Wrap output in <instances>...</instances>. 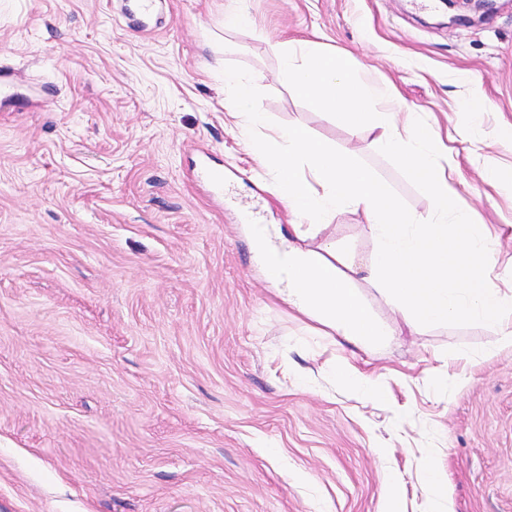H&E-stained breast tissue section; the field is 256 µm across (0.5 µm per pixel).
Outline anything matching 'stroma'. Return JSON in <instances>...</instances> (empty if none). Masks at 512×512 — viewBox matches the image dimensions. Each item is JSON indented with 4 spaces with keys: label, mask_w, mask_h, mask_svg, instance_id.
I'll list each match as a JSON object with an SVG mask.
<instances>
[{
    "label": "stroma",
    "mask_w": 512,
    "mask_h": 512,
    "mask_svg": "<svg viewBox=\"0 0 512 512\" xmlns=\"http://www.w3.org/2000/svg\"><path fill=\"white\" fill-rule=\"evenodd\" d=\"M159 4L145 34L114 0H0V512H429L432 456L453 512H512V347L479 322L319 336L258 266L250 224L291 217L229 114L224 72L276 127L355 151L402 207L430 199L394 157L280 76L277 42L350 53L445 132L443 168L512 257V0L449 26L420 0ZM469 71L486 103L473 124ZM224 171L216 197L201 160ZM497 186L482 179L486 165ZM357 258L361 212L322 226ZM372 376L373 402L340 381Z\"/></svg>",
    "instance_id": "1"
}]
</instances>
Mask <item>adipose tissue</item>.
Masks as SVG:
<instances>
[{"label":"adipose tissue","instance_id":"adipose-tissue-1","mask_svg":"<svg viewBox=\"0 0 512 512\" xmlns=\"http://www.w3.org/2000/svg\"><path fill=\"white\" fill-rule=\"evenodd\" d=\"M282 78L345 127L374 134L383 153L395 157L426 190L428 214L406 212L352 152L339 151L293 125L253 143L292 215L288 246L273 243L269 228L251 227L254 254L289 308L319 324L324 336L369 348L389 331L361 292L367 283L414 326L480 321L497 331V346H512V266L492 273L498 239L464 232L453 219L458 190L440 170L441 132L414 112H397L394 94L360 75L351 56L327 51L315 40L276 46ZM236 97L238 128L262 126L253 111L254 88L237 72L224 73ZM364 214L378 247L358 260L334 242L315 239L340 211Z\"/></svg>","mask_w":512,"mask_h":512}]
</instances>
